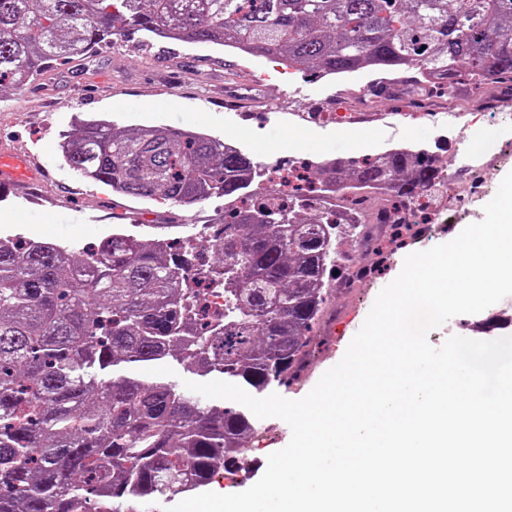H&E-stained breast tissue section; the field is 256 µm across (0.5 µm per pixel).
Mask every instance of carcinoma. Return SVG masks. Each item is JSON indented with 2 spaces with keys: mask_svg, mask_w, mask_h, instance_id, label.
<instances>
[{
  "mask_svg": "<svg viewBox=\"0 0 512 512\" xmlns=\"http://www.w3.org/2000/svg\"><path fill=\"white\" fill-rule=\"evenodd\" d=\"M274 58L324 77L402 72L429 95L512 83V0H0V87L29 85L58 59L91 60L126 32ZM58 150L112 192L192 207L242 200L211 246L210 316L180 280L189 247L116 230L86 257L0 235V512H154L250 459L260 419L231 400L191 398L165 375L222 378L254 397L285 388L311 357L338 288L360 279L336 245L368 243L369 209H394L443 177L425 149L335 158L295 191L252 189L263 165L203 131L88 116Z\"/></svg>",
  "mask_w": 512,
  "mask_h": 512,
  "instance_id": "carcinoma-1",
  "label": "carcinoma"
}]
</instances>
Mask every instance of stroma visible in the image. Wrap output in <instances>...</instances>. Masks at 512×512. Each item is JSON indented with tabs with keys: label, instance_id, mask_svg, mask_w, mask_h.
I'll return each mask as SVG.
<instances>
[{
	"label": "stroma",
	"instance_id": "35a3bbf8",
	"mask_svg": "<svg viewBox=\"0 0 512 512\" xmlns=\"http://www.w3.org/2000/svg\"><path fill=\"white\" fill-rule=\"evenodd\" d=\"M346 81L306 75L296 68L245 58L231 51L187 42L150 40L142 33L119 37L99 48L94 63H53L35 83L0 92V145L31 155L46 170L36 185H21L0 197V232L20 233L74 249L97 243L120 227L143 238L155 237L165 223L164 208L154 202L112 193L69 169L57 151L58 135L71 129L75 113L100 115L120 124L167 125L200 129L234 140L255 161L279 164L320 163L336 157L375 154L410 146L434 153L450 181L434 199L443 213L431 232L395 249L387 263L373 252L351 253L350 266L374 265L370 279L356 282L332 298L326 319L354 311L349 331L357 333L378 293L401 272L407 255L453 240L469 224L481 221L503 177L512 171V91L492 84L483 96L497 108L464 114L471 92L456 86L433 95L437 107L461 112L459 122L417 117L418 99L383 100L358 128H311L303 113L345 100ZM453 335L478 340L512 337V296L477 314L459 315L432 330L428 340L441 346ZM266 443L255 450L248 474L221 479L213 492L233 494L263 475L269 454L291 439L280 418L263 419Z\"/></svg>",
	"mask_w": 512,
	"mask_h": 512
}]
</instances>
